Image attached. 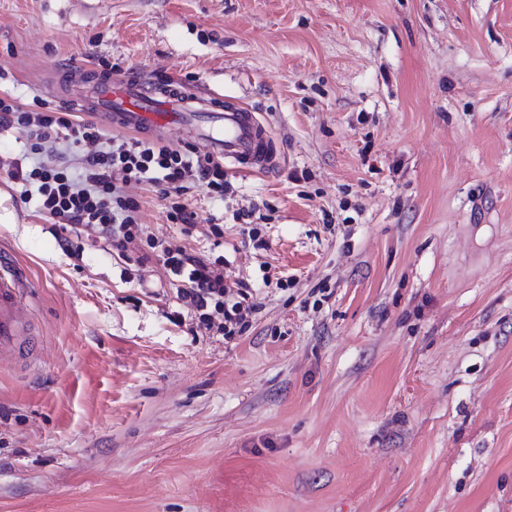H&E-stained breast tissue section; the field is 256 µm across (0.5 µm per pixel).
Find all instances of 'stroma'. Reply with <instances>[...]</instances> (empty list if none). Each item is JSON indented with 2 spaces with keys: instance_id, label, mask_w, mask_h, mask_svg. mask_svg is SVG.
<instances>
[{
  "instance_id": "stroma-1",
  "label": "stroma",
  "mask_w": 512,
  "mask_h": 512,
  "mask_svg": "<svg viewBox=\"0 0 512 512\" xmlns=\"http://www.w3.org/2000/svg\"><path fill=\"white\" fill-rule=\"evenodd\" d=\"M102 57L272 128L190 233L124 187L260 310L225 336L161 257L55 223L0 128L38 341L0 361V512H512V0H0V97L58 107L48 70Z\"/></svg>"
}]
</instances>
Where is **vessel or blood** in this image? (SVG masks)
<instances>
[{
	"instance_id": "b4317fda",
	"label": "vessel or blood",
	"mask_w": 512,
	"mask_h": 512,
	"mask_svg": "<svg viewBox=\"0 0 512 512\" xmlns=\"http://www.w3.org/2000/svg\"><path fill=\"white\" fill-rule=\"evenodd\" d=\"M59 96L106 125L165 139L182 129L198 146L234 168L262 173L276 168L282 153L270 126L248 107L225 102L223 96L181 84L148 86L133 75L97 73L86 79L74 70ZM34 289L6 263L0 262V361L30 354L31 328L22 310Z\"/></svg>"
}]
</instances>
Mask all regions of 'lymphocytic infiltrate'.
Returning a JSON list of instances; mask_svg holds the SVG:
<instances>
[{"mask_svg": "<svg viewBox=\"0 0 512 512\" xmlns=\"http://www.w3.org/2000/svg\"><path fill=\"white\" fill-rule=\"evenodd\" d=\"M15 123L32 128L35 137L30 147L33 162L13 173L24 186L25 198L36 199L39 210L58 223L97 227L118 252H126L133 243L132 228L140 221V205L126 195L124 184L151 178L175 224L191 222L186 205L191 183L206 186L216 197L224 195L223 160L197 147L110 139L93 121L76 119L65 110L32 112L0 98V124ZM59 141L81 153L78 170L41 161L46 145ZM89 144L95 145V152L83 154ZM163 263L175 280L184 283L183 297L196 310L223 309L228 335L248 328L257 307L243 305L237 299L238 289L225 284L222 259L210 260L180 247L164 250Z\"/></svg>", "mask_w": 512, "mask_h": 512, "instance_id": "lymphocytic-infiltrate-1", "label": "lymphocytic infiltrate"}]
</instances>
